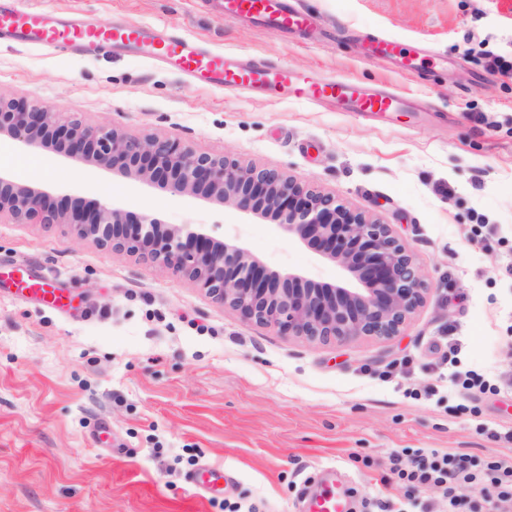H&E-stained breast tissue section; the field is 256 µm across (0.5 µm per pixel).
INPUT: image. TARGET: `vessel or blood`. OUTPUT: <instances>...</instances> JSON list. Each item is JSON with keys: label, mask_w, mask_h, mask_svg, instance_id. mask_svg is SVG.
I'll return each mask as SVG.
<instances>
[{"label": "vessel or blood", "mask_w": 512, "mask_h": 512, "mask_svg": "<svg viewBox=\"0 0 512 512\" xmlns=\"http://www.w3.org/2000/svg\"><path fill=\"white\" fill-rule=\"evenodd\" d=\"M224 14L244 19L270 31L303 30L309 15L288 0H223ZM50 49L109 56L119 48L142 46L147 59L173 65L192 84L261 95L284 91L313 104H334L349 112L404 111L405 96L384 88H365L352 81L322 80L283 65L261 63L238 52L217 53L175 34L169 27L124 25L104 20L87 24L79 18L62 19L25 5L24 0H0V37ZM16 288L40 297L48 306H62L64 295L28 273L11 276ZM344 494L325 486L311 499L309 512H346Z\"/></svg>", "instance_id": "b4317fda"}]
</instances>
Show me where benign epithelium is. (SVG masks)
I'll list each match as a JSON object with an SVG mask.
<instances>
[{
	"instance_id": "benign-epithelium-1",
	"label": "benign epithelium",
	"mask_w": 512,
	"mask_h": 512,
	"mask_svg": "<svg viewBox=\"0 0 512 512\" xmlns=\"http://www.w3.org/2000/svg\"><path fill=\"white\" fill-rule=\"evenodd\" d=\"M2 135L116 169L175 194L203 196L271 217L348 274L341 284L331 285L271 272L234 242L212 238L190 224L172 227L148 214L132 221L109 202L58 198L0 173V218L66 224L81 239L191 280L247 323L317 343L389 339L423 303L424 275L389 225L282 173L226 155L198 153L177 139L129 136L0 93Z\"/></svg>"
}]
</instances>
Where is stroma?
Wrapping results in <instances>:
<instances>
[{"instance_id": "35a3bbf8", "label": "stroma", "mask_w": 512, "mask_h": 512, "mask_svg": "<svg viewBox=\"0 0 512 512\" xmlns=\"http://www.w3.org/2000/svg\"><path fill=\"white\" fill-rule=\"evenodd\" d=\"M30 2L169 24L214 51L406 95L409 112H339L191 88L134 51L0 45L1 92L336 195L390 225L429 291L392 339L313 343L244 322L193 282L67 225L0 220V268L26 266L67 297L51 308L0 288V512H304L332 460L357 501L437 503L438 490L382 483L393 457L407 467L437 449L473 471L512 460V391L465 390L453 376L512 373V78L489 66L512 55V0H298L314 18L301 36L228 18L219 0ZM378 35L400 54L373 55ZM0 147V170L53 195L237 238L283 274L343 278L271 220L7 137ZM205 466L224 470L207 499L189 484Z\"/></svg>"}]
</instances>
